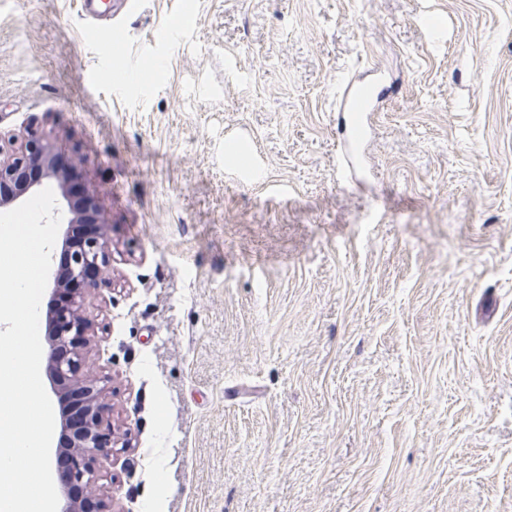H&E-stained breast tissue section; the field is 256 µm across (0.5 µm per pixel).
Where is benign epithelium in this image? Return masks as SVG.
I'll return each instance as SVG.
<instances>
[{
    "instance_id": "1",
    "label": "benign epithelium",
    "mask_w": 512,
    "mask_h": 512,
    "mask_svg": "<svg viewBox=\"0 0 512 512\" xmlns=\"http://www.w3.org/2000/svg\"><path fill=\"white\" fill-rule=\"evenodd\" d=\"M42 175L59 181L62 196L69 199L67 175L58 164L53 147L33 133L16 141L11 153L0 150V207L4 208L34 192L40 183L28 179L31 167ZM109 264L107 230L80 242L73 250L66 268L56 274L53 288L70 292L68 310L47 315L46 361L52 391L61 396L66 391L80 390L84 425L72 437V444L55 449L69 458L66 482L83 489L80 500L61 491L59 512H112L97 491L100 474L95 463L112 455L120 438L112 428V391L108 381L91 378L82 372V350L92 331V321L85 314L88 298L108 283Z\"/></svg>"
}]
</instances>
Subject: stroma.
<instances>
[{"instance_id": "obj_1", "label": "stroma", "mask_w": 512, "mask_h": 512, "mask_svg": "<svg viewBox=\"0 0 512 512\" xmlns=\"http://www.w3.org/2000/svg\"><path fill=\"white\" fill-rule=\"evenodd\" d=\"M27 132L108 226L114 512H512V0H0Z\"/></svg>"}]
</instances>
